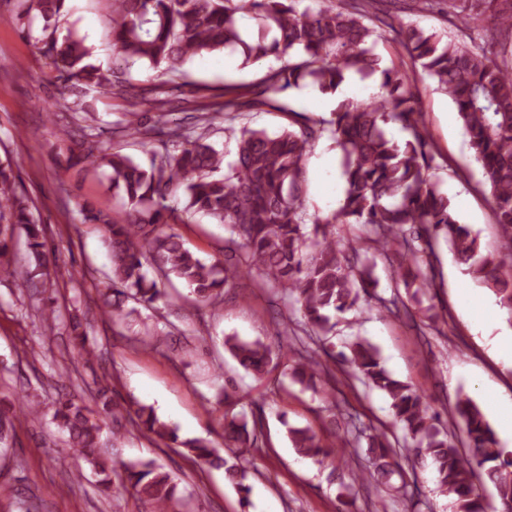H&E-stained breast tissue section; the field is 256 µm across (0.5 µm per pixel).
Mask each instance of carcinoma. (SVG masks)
<instances>
[{"instance_id": "1", "label": "carcinoma", "mask_w": 512, "mask_h": 512, "mask_svg": "<svg viewBox=\"0 0 512 512\" xmlns=\"http://www.w3.org/2000/svg\"><path fill=\"white\" fill-rule=\"evenodd\" d=\"M17 19L38 12L47 35L36 41L40 54L49 59L54 84L64 110L55 114L67 128L77 124L83 111L81 97L95 92L129 94L134 89L129 73L108 77L85 62L91 51L84 39L70 33L56 37V23L64 0H17ZM384 0H346L335 8L309 5L300 0H106L112 13L113 52L127 66L160 67L170 81L186 76L187 61L223 49L237 52L243 66L273 56L281 61L267 71L264 92L277 96L306 81L323 94L334 95L347 74L364 78L381 75V93L374 99L346 98L330 112V118L314 125L288 127L277 133L244 124L245 109L238 93L224 99L218 111L224 122H241L236 159L225 163L224 152L205 142L210 128L167 125L162 120L166 102L153 99L160 111L157 124L141 129L137 103L127 111L130 119L122 131L142 134L152 145L150 167L111 150L85 126L81 139L68 147L72 165L106 167L112 188L126 209L123 222L92 208L84 209V221L101 226L110 249L111 274L104 293V312L121 320L138 307L156 308L166 298L163 281L176 278L187 285L195 300L216 307L243 278L251 279L299 305L303 335L295 336L300 349L292 366L294 381L311 386L325 374L313 346L328 340L336 323L332 317L352 310L362 297L374 301L389 317L411 321L419 335L437 329L444 317L434 309L412 311L402 299L405 291L416 300L433 288L424 267L443 238L464 272L489 288L512 321V0H446L448 19L463 24L464 36L446 40L414 24L391 27L394 42L409 68L382 65L375 53L380 38L372 10ZM257 26V37L247 35L245 19ZM428 75L448 96L462 121L470 147L481 163L500 228L502 251L481 253L480 243L466 224L460 223L448 196L431 176L435 155L423 112L413 91L415 76ZM407 133L397 142L386 131L389 124ZM335 142L342 156L345 189L338 207L312 218V230L303 221L305 164L315 143L324 135ZM182 193L184 206L170 203ZM201 214L227 227L224 260L207 263L184 246L169 224H186ZM357 224V239L387 259L394 269L395 289L388 298L376 291L372 265L359 261V251L336 238V225ZM25 236L35 267L17 283L22 293L34 295L57 274L49 266L44 228L29 202L18 195L10 174L0 166V272L9 270L15 233ZM151 261L156 276L144 270ZM135 306L128 308V302ZM67 337L76 360L87 363L97 357L81 318L70 317ZM224 346L239 365L258 376L268 373L270 349L260 342L227 337ZM349 352L327 354L343 373L365 385L386 392L391 399L393 421L402 426L409 442L392 441L386 433L366 426L349 413L338 412L341 431L324 442L308 428H291L296 452L322 465L342 448H359L367 440L371 466L358 469L361 484H375L397 476L399 491L408 495V468L425 457L438 475L441 493L454 499L457 512H485L483 494L475 473L484 474L496 490L502 512H512V452L501 446L486 414L467 394L457 398L452 415L468 452H460L454 434L441 427L440 415L429 399L411 385L396 380L382 366L376 350L356 339ZM91 411L76 395L58 400L53 417L67 433L64 447L84 458L102 491L121 474L135 494L153 512H170L177 498L178 482L153 461H129L121 465L103 457L101 433L110 421L129 420L156 440L180 444L203 469H222L246 507L251 487L242 460L258 447L259 420L243 415L224 420V439L232 447L235 462L221 449L204 440L179 441L175 429L150 407L135 409L112 404L111 384L96 382ZM41 413L28 398L7 408L0 402V443L8 440L15 423Z\"/></svg>"}]
</instances>
